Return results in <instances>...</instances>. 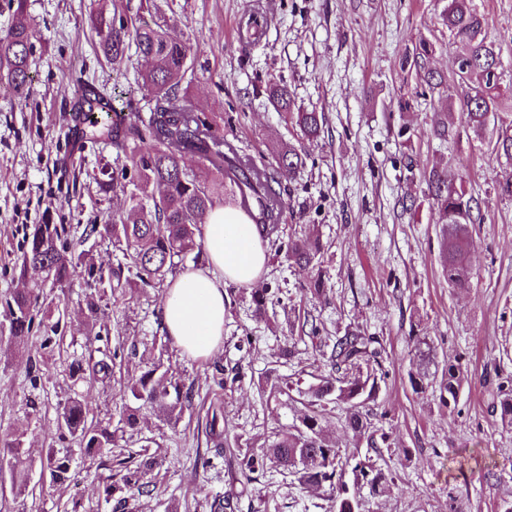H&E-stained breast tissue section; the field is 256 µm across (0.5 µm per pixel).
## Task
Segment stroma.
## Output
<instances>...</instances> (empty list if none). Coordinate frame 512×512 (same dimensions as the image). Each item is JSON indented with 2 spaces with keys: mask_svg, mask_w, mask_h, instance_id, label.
I'll return each mask as SVG.
<instances>
[{
  "mask_svg": "<svg viewBox=\"0 0 512 512\" xmlns=\"http://www.w3.org/2000/svg\"><path fill=\"white\" fill-rule=\"evenodd\" d=\"M170 35L191 40L195 54L179 101L206 113L218 134L257 167L293 145L304 166L282 183L278 233L265 236L267 263L251 288L227 285L224 346L214 358L183 355L161 319L164 286L101 295L80 267L61 287H46V306L61 308L56 325L35 324L34 338L54 343L35 358L8 345L9 305L15 293L41 280L21 270L33 225H61L76 246L86 225L116 213L122 194H99L101 170L113 167L110 144L70 122L85 84L115 96L131 93L147 62L128 52L118 63L97 50L90 18L102 13L133 21L141 0H29L32 89L19 101L0 93V433L24 437L30 491H0V512H112L102 490L111 458L92 462L78 442L61 435L57 411L80 396L94 417L116 432L118 451L157 445L155 489L138 512H212L215 499L237 498L235 512H325L321 491L300 484L274 462L245 480L242 451L260 452L296 422L304 393L329 375L330 349L345 329L376 337L381 354L378 391L365 411L375 447L344 430L342 405L328 407L325 428L346 454L369 457L392 474L379 496L363 495L360 512H506L512 508V424L493 407V387L512 380V197L498 180L512 170L494 151L491 133L460 125L455 104L468 86L455 74L458 47L439 15L448 0H154ZM489 19L501 49L503 83L512 86V0H474ZM436 50L432 89L401 62L421 42ZM287 85L295 106L322 117L317 140L303 136L290 113L278 111L266 89ZM456 127L442 141L434 116ZM441 163L461 168L480 220L472 227L473 261L462 288L448 285L440 251L442 232L423 172ZM320 241L317 264L302 270L286 258L289 239ZM322 278L324 292L310 283ZM266 295V315L253 297ZM95 313H88V300ZM315 319L318 337L302 333ZM433 350L430 371L460 361L466 381L454 411L439 400L437 384L414 389L419 371L414 341ZM107 362L110 378L72 385L73 360ZM158 363L191 389L179 419L141 406L139 432L121 431L123 380ZM230 379L219 387L217 374ZM289 383L285 395L272 386ZM224 410L219 435L205 423ZM73 457L64 485L43 479L47 449ZM212 466L202 467V458Z\"/></svg>",
  "mask_w": 512,
  "mask_h": 512,
  "instance_id": "35a3bbf8",
  "label": "stroma"
}]
</instances>
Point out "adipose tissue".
<instances>
[{
  "instance_id": "adipose-tissue-1",
  "label": "adipose tissue",
  "mask_w": 512,
  "mask_h": 512,
  "mask_svg": "<svg viewBox=\"0 0 512 512\" xmlns=\"http://www.w3.org/2000/svg\"><path fill=\"white\" fill-rule=\"evenodd\" d=\"M202 227L206 263L170 282L161 315L182 353L206 360L224 345L225 286L256 285L267 253L257 225L241 211L216 205L207 212Z\"/></svg>"
}]
</instances>
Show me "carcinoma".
Returning a JSON list of instances; mask_svg holds the SVG:
<instances>
[{
	"label": "carcinoma",
	"mask_w": 512,
	"mask_h": 512,
	"mask_svg": "<svg viewBox=\"0 0 512 512\" xmlns=\"http://www.w3.org/2000/svg\"><path fill=\"white\" fill-rule=\"evenodd\" d=\"M10 6L14 21L0 31V90L20 101L27 98L32 85L33 30L27 22L28 0H10ZM441 21L459 47L458 62L467 66L458 77L465 76L472 82L470 92L460 103L464 123L482 133L491 120L497 119V113L512 112V89L502 86L500 49L489 39V20L473 7V0H448ZM91 26L106 59L120 61L133 46L149 62V68L141 74V90L151 102L146 113L129 111L122 120L105 119L100 113L106 111L107 99L96 87L88 85L75 106V111L88 117L92 135L112 144L116 161L122 162L118 174L106 175L98 187L104 195L117 191L125 194L126 209L120 215L107 214L102 223L89 224L84 229L87 240L112 238L126 243L123 259L109 268L108 276H99V282H108L111 289L126 288L131 284L126 273L133 271L142 286L151 287L162 282L188 252L194 250L195 258H200L203 243L197 240L201 235L198 224L219 203L243 210L266 234L276 232L282 218L281 184L302 166V152L293 146L280 150L270 172L244 164L231 144L216 138L206 119L177 107L174 100L189 71L194 47L187 41L173 40L165 23L143 18L129 26L99 14L91 18ZM433 52V44L422 42L413 55L404 58L402 67L425 70L427 84L436 88L443 85V79L427 67ZM268 96L279 110L292 111L287 87L271 85ZM296 124L307 139L320 136L318 113L299 111ZM493 130L495 150L511 162L512 119L500 118ZM184 153L196 155L210 171L211 180H203L187 169L181 162ZM129 167L135 173L132 180L126 178ZM425 180L438 223L445 232L443 263L448 286L461 288L472 258L470 226L476 223L465 176L446 167H434L425 174ZM58 240L57 225L47 221L34 225L24 245L22 269H39L54 285L69 281L76 269L86 263L87 253L60 247ZM320 252V246L310 248L295 239L288 242L286 256L288 262L305 269L313 265ZM39 296L40 289L29 288L14 297L9 343L17 350L25 348L30 340L34 323L31 307ZM377 343V338L353 331L336 337L331 358L336 361V369L343 368L345 373L310 386L309 406L299 424L278 434L263 455L243 456L246 478L260 471L264 459L270 457L298 482L328 488V512L358 509L357 497L349 494L344 481L352 457L341 453L330 441L324 418L327 405H347L345 425L352 437L358 442L373 443L371 423L362 408L376 392L378 382L375 374L363 373L361 365L379 356ZM110 373V366L103 360L93 364L76 360L69 366V377L75 383ZM464 379L460 365L448 363L439 382V399L444 406L457 403ZM124 388L130 404L123 407L121 422L131 430L138 425L137 403L149 404L159 414L177 419L191 401V393L159 365L129 376ZM496 409L502 418L512 422V388L503 382L497 384ZM59 429L76 438L92 458L112 453L113 432L99 422L88 421L87 408L78 398H72L62 408ZM138 456L144 461L134 468L125 467L119 481L103 488L106 497L115 499L114 512H127L130 498L151 494V482L145 476L154 456L147 447L140 449ZM46 469L51 482L66 483L71 470L69 455L57 448L48 449ZM352 472L361 478L357 488L366 487L372 495L391 482L388 474L368 459L358 461ZM7 479L15 493L26 489L22 441L9 434L0 436V483Z\"/></svg>",
	"instance_id": "obj_1"
}]
</instances>
